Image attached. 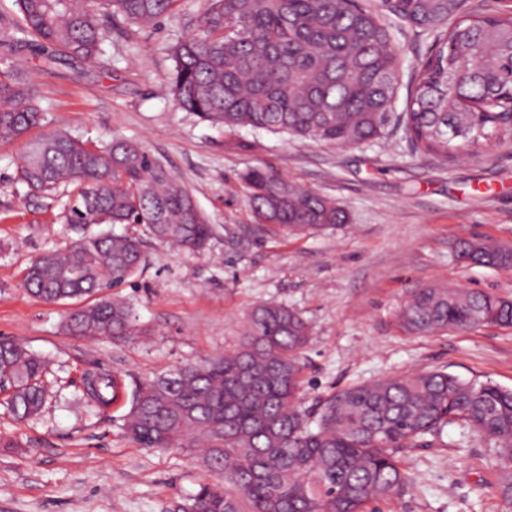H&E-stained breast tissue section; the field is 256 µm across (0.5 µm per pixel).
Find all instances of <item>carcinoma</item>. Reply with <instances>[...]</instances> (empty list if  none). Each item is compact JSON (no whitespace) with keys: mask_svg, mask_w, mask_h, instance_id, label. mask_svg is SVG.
Returning a JSON list of instances; mask_svg holds the SVG:
<instances>
[{"mask_svg":"<svg viewBox=\"0 0 512 512\" xmlns=\"http://www.w3.org/2000/svg\"><path fill=\"white\" fill-rule=\"evenodd\" d=\"M177 2L15 0L23 25L0 18V35L19 30L44 64L91 62L103 72L108 23L156 25ZM381 7L401 27L432 36L399 114L401 48L361 0H206L199 32L171 48L167 92L215 127L250 126L344 148L375 142L392 125L402 127L414 151L429 155L448 156L455 141L472 149L492 139L511 143L512 7L480 14L464 0H381ZM42 120L37 85L25 73L0 70V144L23 142L17 180L30 193L69 197L66 224L75 235L71 246L35 258L24 286L46 303L98 295L67 313L62 328L130 340V307L108 290L138 272L143 239L109 227L140 224L150 237L194 253L207 247L212 225L145 147L119 137L95 144L63 130L28 137ZM242 182L265 224L301 233L348 222L344 208L269 167L247 170ZM458 253L512 267V250L487 240L464 241ZM401 320L421 333L512 327V301L422 288ZM309 339L298 312L261 303L234 351L135 385L125 434L143 448L203 445L206 467L236 490L201 483L173 512H242V498L250 512H367L369 503L407 489L402 451L429 436L442 439L453 422L490 442L502 498L512 503V390L431 370L348 387L310 413L297 397L299 355ZM48 368L44 357L0 340V395L15 418H31L45 405ZM82 388L89 406L107 408L124 384L116 374L88 372Z\"/></svg>","mask_w":512,"mask_h":512,"instance_id":"obj_1","label":"carcinoma"}]
</instances>
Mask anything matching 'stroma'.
I'll return each mask as SVG.
<instances>
[{
	"label": "stroma",
	"instance_id": "obj_1",
	"mask_svg": "<svg viewBox=\"0 0 512 512\" xmlns=\"http://www.w3.org/2000/svg\"><path fill=\"white\" fill-rule=\"evenodd\" d=\"M206 0H178L171 17L138 28L117 24L103 46L104 74L45 68L33 50L0 46V69L35 73L42 131L85 140L119 136L147 148L193 195L213 226L206 249L189 254L147 240L144 264L115 288L136 317L128 342L62 330L77 301L30 295L24 270L35 256L69 245L62 202L29 197L15 179L20 144L0 145V339L52 363L42 412L14 420L0 406V512H168L199 483L223 484L198 452L144 448L120 418L129 396L100 411L82 398L87 371L123 375L127 386L173 366L219 356L239 344L254 306L278 302L311 327L302 353L304 409L347 387L415 371L443 370L512 389V327L421 334L400 312L421 288L482 291L512 300V268L463 261L461 241L512 247V144L449 157L413 152L402 129L357 148L242 127L211 126L166 92L170 47L194 34ZM270 167L343 207L348 223L293 234L256 220L240 176ZM405 493L375 512H507L499 463L462 426L443 443L406 449Z\"/></svg>",
	"mask_w": 512,
	"mask_h": 512
}]
</instances>
